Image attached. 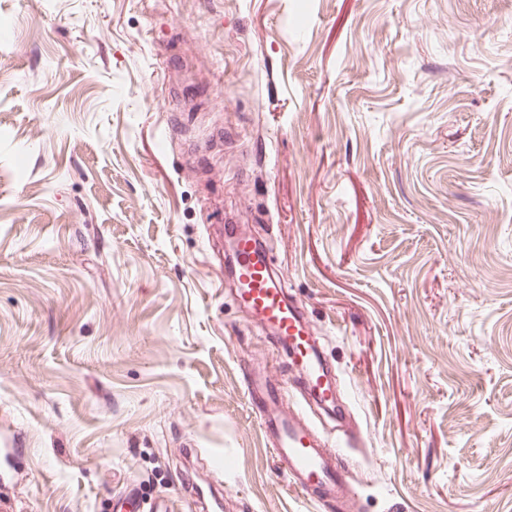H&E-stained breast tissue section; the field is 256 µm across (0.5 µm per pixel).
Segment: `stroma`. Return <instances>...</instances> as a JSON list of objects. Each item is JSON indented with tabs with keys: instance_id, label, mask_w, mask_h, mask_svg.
I'll return each instance as SVG.
<instances>
[{
	"instance_id": "1",
	"label": "stroma",
	"mask_w": 512,
	"mask_h": 512,
	"mask_svg": "<svg viewBox=\"0 0 512 512\" xmlns=\"http://www.w3.org/2000/svg\"><path fill=\"white\" fill-rule=\"evenodd\" d=\"M270 252L359 512H512V0H0V449L17 512H320L224 271Z\"/></svg>"
}]
</instances>
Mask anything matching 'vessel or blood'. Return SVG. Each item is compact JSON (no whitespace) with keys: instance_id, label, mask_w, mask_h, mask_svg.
I'll return each mask as SVG.
<instances>
[{"instance_id":"1","label":"vessel or blood","mask_w":512,"mask_h":512,"mask_svg":"<svg viewBox=\"0 0 512 512\" xmlns=\"http://www.w3.org/2000/svg\"><path fill=\"white\" fill-rule=\"evenodd\" d=\"M224 234L237 245L234 268L240 304L286 352L315 405L339 413L335 379L317 351L314 327L280 280L263 244L240 233L235 224L225 225ZM244 375L248 399L265 442L290 486L335 512H354L351 465L343 451L363 446L362 433L341 429L337 432L339 444L326 443L304 414H283L281 406L288 385L269 384L253 369L245 370Z\"/></svg>"}]
</instances>
